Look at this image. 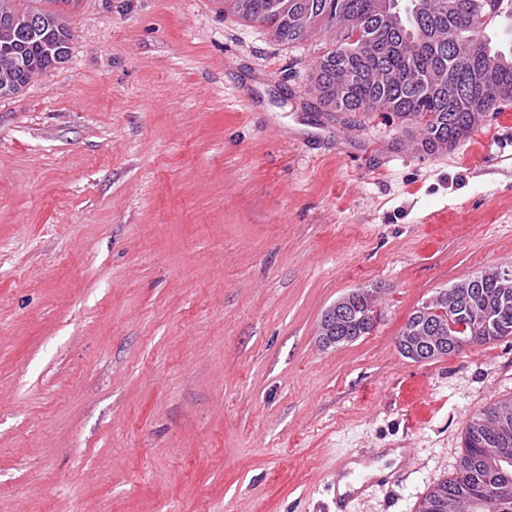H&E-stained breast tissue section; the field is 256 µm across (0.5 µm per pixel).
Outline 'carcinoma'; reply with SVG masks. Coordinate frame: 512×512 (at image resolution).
I'll return each mask as SVG.
<instances>
[{
  "mask_svg": "<svg viewBox=\"0 0 512 512\" xmlns=\"http://www.w3.org/2000/svg\"><path fill=\"white\" fill-rule=\"evenodd\" d=\"M70 0H0V96L18 93L36 74L69 55ZM512 16V0H224V12L266 27L288 44L317 30L335 46L316 61L319 103L334 112H391L407 121L425 152L450 150L489 112L512 104V45L496 46L488 27ZM450 315L431 305L432 326L453 327L461 345L512 336V279L484 270ZM350 316L338 336H364L376 324L374 298L348 293ZM490 329H481V321ZM512 474V400L498 402L466 426L457 472L438 483L418 512H512L487 494V461Z\"/></svg>",
  "mask_w": 512,
  "mask_h": 512,
  "instance_id": "carcinoma-1",
  "label": "carcinoma"
}]
</instances>
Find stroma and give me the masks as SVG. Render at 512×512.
<instances>
[{"mask_svg": "<svg viewBox=\"0 0 512 512\" xmlns=\"http://www.w3.org/2000/svg\"><path fill=\"white\" fill-rule=\"evenodd\" d=\"M65 13L66 61L0 97V512H417L512 398V337L397 347L512 264V105L430 155L320 107L326 32L289 46L220 0ZM358 288L379 321L323 347Z\"/></svg>", "mask_w": 512, "mask_h": 512, "instance_id": "35a3bbf8", "label": "stroma"}]
</instances>
